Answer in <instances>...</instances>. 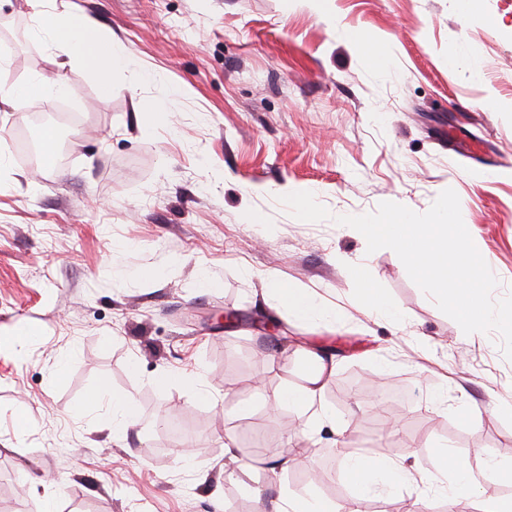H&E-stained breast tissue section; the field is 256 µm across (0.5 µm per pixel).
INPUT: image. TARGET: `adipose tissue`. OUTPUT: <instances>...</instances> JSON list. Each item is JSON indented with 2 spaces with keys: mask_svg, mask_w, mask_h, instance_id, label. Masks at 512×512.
Instances as JSON below:
<instances>
[{
  "mask_svg": "<svg viewBox=\"0 0 512 512\" xmlns=\"http://www.w3.org/2000/svg\"><path fill=\"white\" fill-rule=\"evenodd\" d=\"M33 35L44 42L55 57L64 62L80 63L96 74L100 94L110 97L115 73L136 67L131 52L104 34L93 33L90 20L81 14L46 9L45 0H33ZM70 87L58 79H48L36 74L19 86L0 85V101L20 107L29 99L52 100L70 94ZM273 294L289 319L295 323H315L325 329H333L339 315L335 305L299 288L273 282ZM308 363L300 382L284 383L275 393L276 403L296 410L304 420L307 431H315L321 425L334 423L332 411L316 410L323 399L328 380L336 371L334 360L320 353L305 354ZM108 405L109 414L104 423L112 433L123 435L138 421L135 405L129 397L111 392L107 382H100L90 393L88 409ZM340 463L356 488L355 498L363 500L377 487L397 488L410 479V471L390 456L372 458L358 452L343 451Z\"/></svg>",
  "mask_w": 512,
  "mask_h": 512,
  "instance_id": "1",
  "label": "adipose tissue"
}]
</instances>
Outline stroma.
Segmentation results:
<instances>
[{"instance_id":"stroma-1","label":"stroma","mask_w":512,"mask_h":512,"mask_svg":"<svg viewBox=\"0 0 512 512\" xmlns=\"http://www.w3.org/2000/svg\"><path fill=\"white\" fill-rule=\"evenodd\" d=\"M132 51L136 68L102 99L93 74L58 68L29 33L27 0H0V84L64 74L73 115L56 124L0 102V335L34 324L37 342L0 347V512H256L279 491L328 503L354 488L339 451L405 454L415 481L378 490L363 512L420 499L446 512L463 458L481 489L512 501V361L497 332L464 334L408 276L394 251L368 252L338 224L392 201L422 213L440 192L460 199L468 230L512 292V0H52ZM389 53L374 68L344 30ZM481 62L480 78L469 63ZM164 99L142 129L137 101ZM54 125V170L20 156L22 136ZM208 168H200V158ZM316 190L313 212L267 187ZM402 311L375 323L352 291L356 264ZM159 268L152 280L136 270ZM211 284L199 285L201 273ZM343 311L335 331L293 325L264 294L263 275ZM336 360L324 403L336 426L304 434L274 402L246 419L226 410L254 385L298 381L304 353ZM202 375L213 397L153 382ZM108 381L138 422L116 439L83 412ZM29 421L15 428L16 416ZM288 468L229 479L224 454L252 433ZM308 464L295 463V456ZM50 484L31 491L33 478Z\"/></svg>"}]
</instances>
